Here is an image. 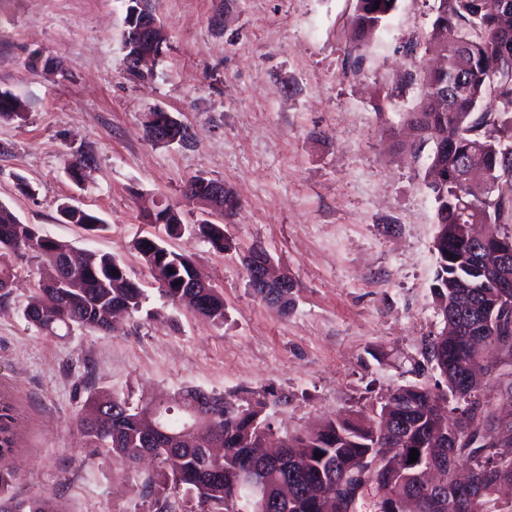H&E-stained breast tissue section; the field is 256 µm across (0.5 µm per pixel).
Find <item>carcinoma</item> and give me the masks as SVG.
Instances as JSON below:
<instances>
[{
  "label": "carcinoma",
  "mask_w": 512,
  "mask_h": 512,
  "mask_svg": "<svg viewBox=\"0 0 512 512\" xmlns=\"http://www.w3.org/2000/svg\"><path fill=\"white\" fill-rule=\"evenodd\" d=\"M398 0H356L350 20L352 40L360 45L382 30ZM431 37L438 41L440 66L425 75L430 89L418 112L408 113L423 146L440 136L453 137L452 148L435 153L431 165L441 179L427 183L435 204V283L431 294L440 331L427 340L423 362L415 364L421 377L427 370L438 374L434 385L412 382L395 389L380 406L345 413L313 430L285 435L284 448L275 455L262 451L272 427L262 417L266 396L244 408L225 400L213 425L206 416L186 410L199 390L183 394V415L159 413L163 425L179 438L147 440L152 403L132 405L111 392H91L85 412L76 425L92 448V454L112 460L129 471L144 456L157 462L145 473L141 493L151 512H336L327 509L326 493L336 481L373 461L385 448H395L402 457V471L377 473L384 488L407 501V512H434L433 500L419 491V482L433 470L444 490L441 512H487L490 495L502 483L512 484V447L489 441L496 426L512 424V405L502 414L483 401L487 385L499 388L501 401L512 402V303L501 298L494 281L473 264L467 246L469 225L503 224L512 227V170L500 166L503 150L512 148V0H436ZM492 95L503 106L495 111L483 107ZM25 105L8 91H0V119H23ZM94 162L82 154L67 160V172L81 183L84 171ZM487 177L498 190L485 202L467 207L472 184ZM211 178L196 176L186 186L192 199H208ZM162 212L167 235L182 224L179 211L167 204ZM60 221L79 224L88 231L101 230L95 213L73 210L61 204ZM199 236L217 250L226 248L224 228L206 220L198 225ZM135 248L158 283L166 303L181 301L187 292L192 259L167 248L156 236L142 237ZM68 244L53 239L41 241L35 228L24 224L0 203V303L8 300V285L14 278L12 257L31 252L48 268L24 309L25 320L45 336H59L76 327L112 334L108 320L116 308L140 311L144 301L141 284L127 273L124 264L108 253L89 251L77 267L69 286L61 280L58 258ZM206 306L197 312L203 319L224 324V297L212 285L202 289ZM253 293L286 314L293 307V291L276 288ZM467 296L499 319L493 347L502 354L493 374L465 375L463 366L476 364L479 351L473 337L456 319V306ZM459 411L467 417L469 432L453 451L432 449L434 433L448 415ZM13 403L0 397V452L16 445ZM419 452L410 462L411 450ZM320 458H315V455ZM469 471L474 497L458 500L452 485L459 466ZM268 491L267 505L258 504L244 484L245 478ZM14 475L0 471V512H54L50 497L39 494L19 499L12 493Z\"/></svg>",
  "instance_id": "carcinoma-1"
}]
</instances>
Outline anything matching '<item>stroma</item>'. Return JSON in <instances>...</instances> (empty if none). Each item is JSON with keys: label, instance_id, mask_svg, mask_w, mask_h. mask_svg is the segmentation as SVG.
<instances>
[{"label": "stroma", "instance_id": "35a3bbf8", "mask_svg": "<svg viewBox=\"0 0 512 512\" xmlns=\"http://www.w3.org/2000/svg\"><path fill=\"white\" fill-rule=\"evenodd\" d=\"M356 0H156L167 51L152 78L121 74L123 0H0V91L26 105L0 119V203L75 251L118 257L142 284L140 312L117 332L39 334L23 312L41 274L13 257L0 306V392L13 402L17 446L0 458L20 495L45 492L56 512H147L136 479L92 455L74 425L88 394L131 403L200 389L247 404L269 389L276 435L371 408L415 381L424 343L441 328L431 287L435 210L424 177L431 146L405 142L403 115L423 83L436 0H398L386 29L354 48ZM59 62L32 64L33 54ZM164 109L194 147L146 140L147 112ZM87 152L82 183L65 164ZM223 181L239 207L227 219L187 198L194 176ZM25 178L33 194L22 193ZM101 217L89 232L60 222L68 199ZM171 204L182 218L170 249L192 257L224 296L216 326L163 303L134 244L157 234L148 215ZM224 226L216 251L193 228ZM262 245L295 283L289 314L255 297L242 263Z\"/></svg>", "mask_w": 512, "mask_h": 512}]
</instances>
